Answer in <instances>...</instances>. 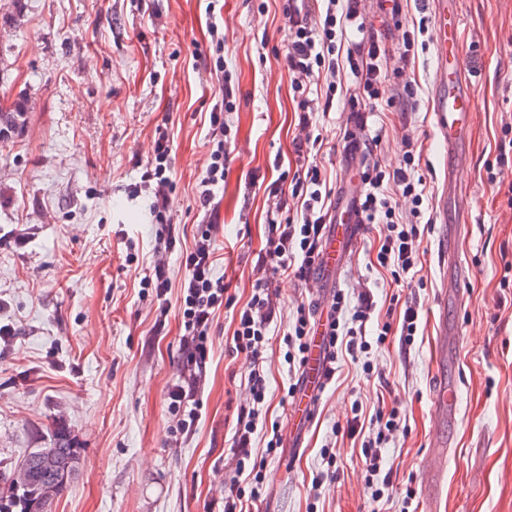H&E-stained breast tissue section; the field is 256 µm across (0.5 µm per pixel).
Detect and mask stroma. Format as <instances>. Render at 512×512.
Here are the masks:
<instances>
[{"label":"stroma","instance_id":"35a3bbf8","mask_svg":"<svg viewBox=\"0 0 512 512\" xmlns=\"http://www.w3.org/2000/svg\"><path fill=\"white\" fill-rule=\"evenodd\" d=\"M460 52L475 99L466 162L459 175L472 222L457 258L467 279L449 306L459 336L446 366L436 358L435 298L449 274L439 251L443 162L429 112L434 36L407 72L416 95L407 111L370 104L363 138L371 158L398 167L402 140L421 146L422 205L431 222L420 260L401 279L376 255L385 225H364L338 286L272 275L277 317L265 353L268 392L259 410L255 452L263 456L259 500L249 512H422V477L437 422L430 388L438 372L462 392L450 441L440 512H512V203L497 183L512 182V0H460ZM224 54L214 52L216 34ZM288 21L283 0H0V108L25 99V125L0 142V475L11 476L33 448L68 435L80 450L78 471L48 512H224L232 473V435L252 369L235 350L234 307L250 298L257 255L274 200L267 183H290L301 162L300 134L284 60ZM232 79L234 106L224 189L218 192L216 274L234 305L214 320L193 436L172 443L168 388L181 372L180 316L171 301L163 332L151 290L154 182L143 174L166 136L173 181L170 223L192 242L203 219L195 200L210 163L209 114L224 100L217 77ZM327 112H315L309 160L332 189L352 174L342 140L350 125L342 72ZM369 290L368 324L398 323L404 301L420 304L413 344L372 343L321 394L300 452L267 453L273 430L289 434L293 381L283 337L299 304H330L336 290ZM398 410L400 427L380 446L392 485L375 495L365 481L361 444L378 411ZM336 458L327 463L325 449Z\"/></svg>","mask_w":512,"mask_h":512}]
</instances>
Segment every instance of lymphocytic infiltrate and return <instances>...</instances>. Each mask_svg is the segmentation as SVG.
I'll list each match as a JSON object with an SVG mask.
<instances>
[{
	"label": "lymphocytic infiltrate",
	"mask_w": 512,
	"mask_h": 512,
	"mask_svg": "<svg viewBox=\"0 0 512 512\" xmlns=\"http://www.w3.org/2000/svg\"><path fill=\"white\" fill-rule=\"evenodd\" d=\"M358 5L359 0H347L345 8L340 10L336 0H286L283 7L288 20L285 60L291 87L300 97L302 128L312 125L311 80L321 78L328 88H335L336 74L344 63L348 64L360 92L359 98L350 103L352 112H361L368 102L382 99L391 106L401 105L414 95L411 82L404 78L403 65L408 62L419 35L423 34V27L403 30L400 64L393 72H386L385 52L374 38L367 37L348 50L340 47L347 27H355L360 33L366 30L365 23L359 20ZM209 121L215 148L210 154L199 195V206L206 221L198 226L192 247L181 259L184 268L179 297L181 374L168 392V410L176 417L170 430L175 442L191 434L201 416V393L207 375L213 320L225 299L224 281L215 275L217 224L211 201L215 189L224 183L227 128L223 113H211ZM169 153L166 141H157L154 157L145 172L146 178L156 183L151 210L158 224L157 250L161 253L171 252L178 237L175 225L167 218L172 188L168 174ZM415 160V143L407 138L403 141L402 160L397 168L386 171L372 165L362 167L357 173L365 223L384 224L392 230L377 253V262L379 266L390 268L396 278L415 267L421 243L418 226L404 224L392 204L394 196H401L411 202L412 214H420L425 189L421 179L415 176ZM268 194L276 198L277 204L275 214L268 220L261 265L275 272L289 270L298 280L309 281L318 268L323 242L329 233L331 189L319 166L312 164L294 174L290 188L274 183ZM348 308L353 314L350 324L345 325L340 318ZM373 312V302L364 292L359 293L353 307L341 292L334 295L326 309L316 301L299 305L284 337L290 365L297 371L304 369L309 340L321 314L326 317L329 349L341 344L350 356L365 352L368 347L366 325ZM275 314L271 283L267 278H257L250 300L237 312L233 332L236 350L246 352L253 360L247 379L250 401L237 414L233 454L237 475L248 473L254 477L250 491L246 492L254 499L260 497L263 483L257 477L260 465L252 457V438L257 429L258 408L265 401L264 352L268 344L267 328ZM246 493L238 483H231L224 491V512H236L238 502Z\"/></svg>",
	"instance_id": "1"
}]
</instances>
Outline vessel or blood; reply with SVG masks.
<instances>
[{
    "instance_id": "obj_1",
    "label": "vessel or blood",
    "mask_w": 512,
    "mask_h": 512,
    "mask_svg": "<svg viewBox=\"0 0 512 512\" xmlns=\"http://www.w3.org/2000/svg\"><path fill=\"white\" fill-rule=\"evenodd\" d=\"M434 13L436 41V69L430 110L434 116L440 141L449 159L444 180L454 202L448 212L450 220L444 227L445 249L456 251L463 225L469 222V212L458 205L462 184L457 177L455 161L474 121L475 103L469 85L463 77L464 65L454 51V38L459 27L458 0H430ZM334 229L327 238L321 256V268L328 272L342 267L351 245L360 233V217L353 201L338 200L332 211ZM328 366L322 336L311 343L307 366L308 384L294 400V411L299 422L312 420L317 406V385ZM434 412L441 423H449L459 412V390L456 382L439 378L433 393ZM431 456L435 460L423 482V500L426 512H435L436 501L445 476L444 461L448 459V440L435 436L431 443Z\"/></svg>"
}]
</instances>
